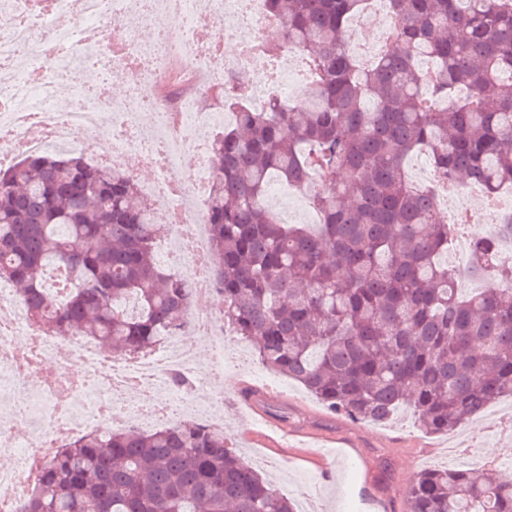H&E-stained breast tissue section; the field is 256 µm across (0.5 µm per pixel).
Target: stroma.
Returning a JSON list of instances; mask_svg holds the SVG:
<instances>
[{"label":"stroma","mask_w":512,"mask_h":512,"mask_svg":"<svg viewBox=\"0 0 512 512\" xmlns=\"http://www.w3.org/2000/svg\"><path fill=\"white\" fill-rule=\"evenodd\" d=\"M224 343L228 351L241 355L224 387V434L249 466L306 512H344V497H357L364 486L373 503L385 504L388 512H406L410 487L422 470L465 469L474 457L491 458L512 450V436L498 429L502 421L512 420L510 397L501 398L472 422L448 434L422 431L406 411L388 424L355 423L328 413L302 385L263 366L249 343L233 332H225ZM259 380L283 397L271 411L273 418L292 428L328 430L352 440L358 456L339 458L325 474L306 459H279L270 449L246 440L245 432L258 434L262 427L250 414L241 384Z\"/></svg>","instance_id":"35a3bbf8"}]
</instances>
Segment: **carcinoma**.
Returning a JSON list of instances; mask_svg holds the SVG:
<instances>
[{
  "instance_id": "cac0c4a2",
  "label": "carcinoma",
  "mask_w": 512,
  "mask_h": 512,
  "mask_svg": "<svg viewBox=\"0 0 512 512\" xmlns=\"http://www.w3.org/2000/svg\"><path fill=\"white\" fill-rule=\"evenodd\" d=\"M390 44L368 69L345 46L369 0H268L281 41L309 68L306 96L264 111L239 78L237 114L214 138L207 219L224 325L328 412L384 423L411 410L446 433L512 396V268L468 244L461 293L442 257L455 225L409 183L426 155L440 184L512 186V0H395ZM420 54L435 59L421 68ZM272 181L307 189L318 231L263 198ZM161 226L134 181L79 153L0 166V279L33 323L98 339L119 356L181 328L189 293L156 258ZM135 296L139 311L119 302ZM410 512H512V481L483 464L425 470ZM19 512H298L195 422L76 436L40 464Z\"/></svg>"
}]
</instances>
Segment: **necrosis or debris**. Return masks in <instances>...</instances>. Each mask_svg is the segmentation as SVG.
I'll list each match as a JSON object with an SVG mask.
<instances>
[{
  "label": "necrosis or debris",
  "instance_id": "necrosis-or-debris-1",
  "mask_svg": "<svg viewBox=\"0 0 512 512\" xmlns=\"http://www.w3.org/2000/svg\"><path fill=\"white\" fill-rule=\"evenodd\" d=\"M45 18L21 0H0V160L68 147L124 172L131 157L150 162L152 177L142 195L167 216L158 250L162 261L177 259L188 282L192 306L184 331L165 334L137 357H115L97 340L54 336L32 324L9 281H0V512H18L36 489L33 467L40 450L93 430L145 431L171 424L174 416H198L209 428L224 426V319L199 302L218 288L212 276L213 243L206 222L212 183V138L235 115L215 100L225 78L242 73L253 104L269 97L295 99L298 51L283 50L265 69L254 68L256 48L277 36L266 0H52ZM112 23L122 46L110 69L126 71L130 91L113 97L107 87L85 94L84 67L98 52L94 33ZM154 32L141 39L142 30ZM59 45L58 81L44 77L34 58L35 31ZM223 45H214L213 36ZM69 87L73 103L58 101ZM152 113L144 122L143 113ZM97 132L93 141L81 137ZM194 154L192 173L184 158ZM26 348L13 347L16 332ZM202 337L207 362L187 350L185 333ZM188 375L189 390L176 391L172 373ZM25 422L28 433L13 426Z\"/></svg>",
  "mask_w": 512,
  "mask_h": 512
}]
</instances>
